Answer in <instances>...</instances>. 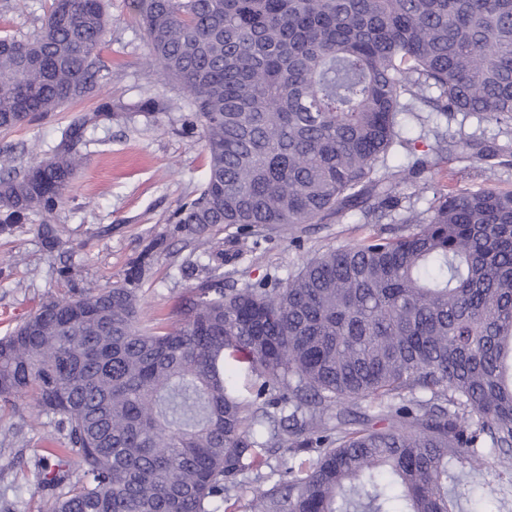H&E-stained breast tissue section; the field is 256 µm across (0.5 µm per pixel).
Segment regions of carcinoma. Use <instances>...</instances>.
Returning <instances> with one entry per match:
<instances>
[{"label": "carcinoma", "instance_id": "cac0c4a2", "mask_svg": "<svg viewBox=\"0 0 512 512\" xmlns=\"http://www.w3.org/2000/svg\"><path fill=\"white\" fill-rule=\"evenodd\" d=\"M149 61L188 96L210 164L170 223L234 226L387 219L378 233L307 259L274 283L224 289L221 266L141 324L137 285L89 287L42 305L0 337V402L29 398L59 418L40 482L42 512H217L228 478L277 448L316 457L260 491L254 512H478L460 477L500 469L495 512L512 505V191L432 187L402 205L416 167L398 117L415 103L450 122L512 132V0H130ZM107 0H52L31 40L0 37V130L97 95ZM69 124L46 160L0 176V232L46 223L80 163L88 125ZM431 155L487 162L506 152L457 131ZM242 364L249 395L226 375ZM289 409L277 416L270 406ZM80 475L71 476V464Z\"/></svg>", "mask_w": 512, "mask_h": 512}]
</instances>
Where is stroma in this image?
Listing matches in <instances>:
<instances>
[{
  "instance_id": "obj_1",
  "label": "stroma",
  "mask_w": 512,
  "mask_h": 512,
  "mask_svg": "<svg viewBox=\"0 0 512 512\" xmlns=\"http://www.w3.org/2000/svg\"><path fill=\"white\" fill-rule=\"evenodd\" d=\"M50 0H0V35H37ZM110 29L100 55L110 71L98 97L37 116L25 126L0 131V175L18 172L56 146L60 131L79 115L108 101L116 116L89 127L79 150L84 165L66 200L51 217L61 235L49 250L38 231L40 216H30L11 234H0V337L46 301L71 295L73 286L105 287L123 282L140 253L155 245L151 268L139 283L143 317H165L173 304L206 276L205 264H223L224 285L238 288L260 279H283L308 258L352 243L367 227L344 218L337 224H302L271 234L239 250L236 231L227 228L200 237L169 223L180 202L196 197L204 184L209 153L199 134L189 130L187 97L180 83L161 80L150 65L145 35L129 0H109ZM155 100L157 111L139 106ZM452 172L448 186L457 192L512 190V165L478 163L463 167L446 159L438 168L408 178L400 187L416 210L432 197L431 185ZM68 268L61 276L60 268ZM0 512H39L49 493L38 479L36 452L43 439L61 436L56 418L26 406L23 415L0 410ZM307 453L277 451L261 471L243 470L233 478L231 496L218 512H250L256 487L288 481V467Z\"/></svg>"
}]
</instances>
